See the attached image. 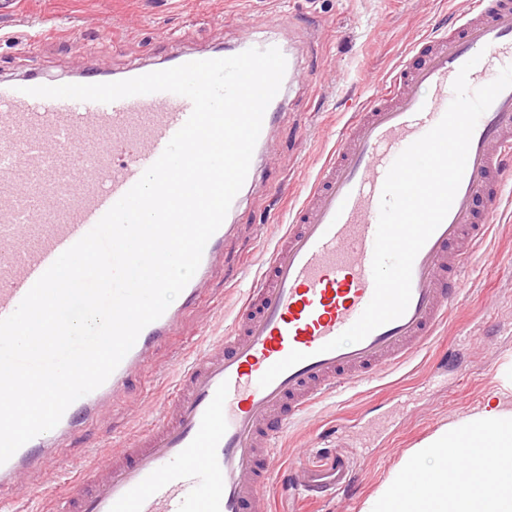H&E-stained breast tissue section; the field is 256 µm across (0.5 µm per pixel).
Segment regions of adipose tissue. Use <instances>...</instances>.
Listing matches in <instances>:
<instances>
[{
	"instance_id": "ef3b65f1",
	"label": "adipose tissue",
	"mask_w": 512,
	"mask_h": 512,
	"mask_svg": "<svg viewBox=\"0 0 512 512\" xmlns=\"http://www.w3.org/2000/svg\"><path fill=\"white\" fill-rule=\"evenodd\" d=\"M481 449L496 479L464 488L457 482L465 451ZM413 492L399 494L407 476ZM360 512H512V406L501 397L440 427L411 448Z\"/></svg>"
}]
</instances>
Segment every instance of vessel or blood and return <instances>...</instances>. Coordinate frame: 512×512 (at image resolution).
<instances>
[{
    "mask_svg": "<svg viewBox=\"0 0 512 512\" xmlns=\"http://www.w3.org/2000/svg\"><path fill=\"white\" fill-rule=\"evenodd\" d=\"M466 63L474 89L512 65V0H470L463 16L406 51L344 126L252 279L231 333L184 367L157 423L69 480L53 512H268L271 441L323 398L400 366L438 334L462 292L464 268L492 233L512 171V88L476 125L453 204L414 260L406 312L361 342L322 349L370 302L386 174L442 118ZM284 99L280 93L269 104L257 149L266 146ZM192 108L168 92L109 104L37 98L0 79V318L139 180ZM235 230L222 223L209 239L183 290L185 307ZM183 315L170 308L145 327L102 386L0 465V500L58 452L61 439L81 438ZM294 350L305 360L260 387L265 371ZM288 479L311 500L350 496L356 462L339 451L308 454Z\"/></svg>",
    "mask_w": 512,
    "mask_h": 512,
    "instance_id": "vessel-or-blood-1",
    "label": "vessel or blood"
}]
</instances>
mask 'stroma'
I'll return each instance as SVG.
<instances>
[{"label":"stroma","mask_w":512,"mask_h":512,"mask_svg":"<svg viewBox=\"0 0 512 512\" xmlns=\"http://www.w3.org/2000/svg\"><path fill=\"white\" fill-rule=\"evenodd\" d=\"M467 8L468 0H17L13 14H0L5 80L67 81L84 75L93 59L115 73L135 63L160 65L188 49H228L258 17L297 67L259 175L233 218L237 233L196 303L148 354L136 388L113 397L87 425L84 443L47 456L27 485L52 499L87 464L88 447L112 450L158 417L181 356L230 332L245 290L241 271H258L354 108L421 35ZM463 288L447 326L407 363L325 399L279 441V471L305 452L355 455L353 498L310 505L287 481H276L265 490L272 512H359L410 448L496 391L497 375L512 358V193L465 270ZM442 352L449 358L444 374L430 380Z\"/></svg>","instance_id":"obj_1"}]
</instances>
